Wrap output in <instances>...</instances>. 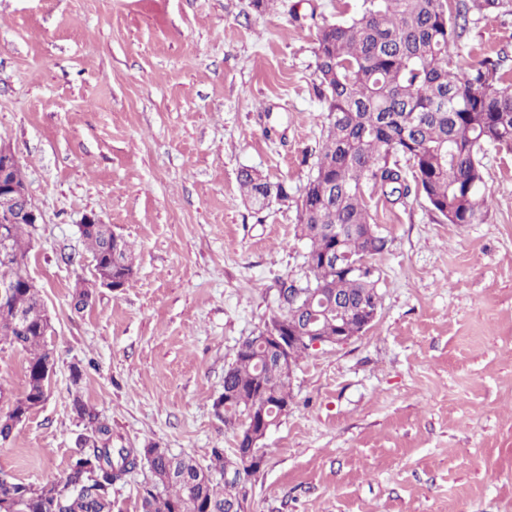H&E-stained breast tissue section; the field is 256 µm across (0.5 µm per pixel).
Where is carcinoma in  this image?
Wrapping results in <instances>:
<instances>
[{
	"label": "carcinoma",
	"mask_w": 512,
	"mask_h": 512,
	"mask_svg": "<svg viewBox=\"0 0 512 512\" xmlns=\"http://www.w3.org/2000/svg\"><path fill=\"white\" fill-rule=\"evenodd\" d=\"M501 6L503 0L473 6L467 0L453 5L448 0H363L349 21L317 27L315 76L326 115L324 145L312 174L297 192L288 182H271L253 169L238 176L241 192L258 209L288 202L295 207L296 235L306 246L307 275L289 286L278 281L277 311L265 328L285 325L299 333L314 309L317 327L334 341L359 332L365 307L380 302L372 259L386 250L388 239L371 223L366 182L397 201L415 192L450 224L483 219L485 151L512 153V81L499 60L460 67L451 46L466 31L471 9ZM400 156L411 163L410 180L399 166ZM24 228L11 225L10 251L0 254V276L16 280L11 294L0 295V342L29 354L24 395L0 414L1 442L43 403L46 369L52 364L44 302L27 271ZM80 232L93 260L111 269L113 282L124 287L135 272L129 242L122 236L113 240L99 225H82ZM336 245L364 261V275L322 263ZM20 310L27 315L24 325L17 319ZM290 383L259 336L245 339L224 371V393L213 408L224 425L236 428V447L254 452L250 459L228 458L214 447L207 464L156 443L112 447V426L77 396L73 411L82 432L65 476L32 484L0 471V504L10 502L4 512H113V486L143 467L150 478L138 492L140 512H237L240 484L225 481L224 473L237 467L246 478L259 470L256 460L264 459L260 440L249 435L243 420L262 416L275 425L290 404Z\"/></svg>",
	"instance_id": "carcinoma-1"
}]
</instances>
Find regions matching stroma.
I'll return each mask as SVG.
<instances>
[{"label":"stroma","instance_id":"obj_1","mask_svg":"<svg viewBox=\"0 0 512 512\" xmlns=\"http://www.w3.org/2000/svg\"><path fill=\"white\" fill-rule=\"evenodd\" d=\"M361 4L0 0V145L40 213L27 266L56 363L47 399L0 443V471L62 475L77 395L111 424L113 447L232 453L213 409L224 370L275 311L278 280L306 273L294 207L255 212L237 176L306 184L324 109L315 30L292 16L335 22ZM455 53L465 68L500 55L512 68V7L471 24ZM482 163L477 224L366 189L389 240L373 260L377 317L299 360L244 512H512V153ZM91 212L132 245L124 288L96 283L78 230ZM26 361L0 343V412Z\"/></svg>","mask_w":512,"mask_h":512}]
</instances>
